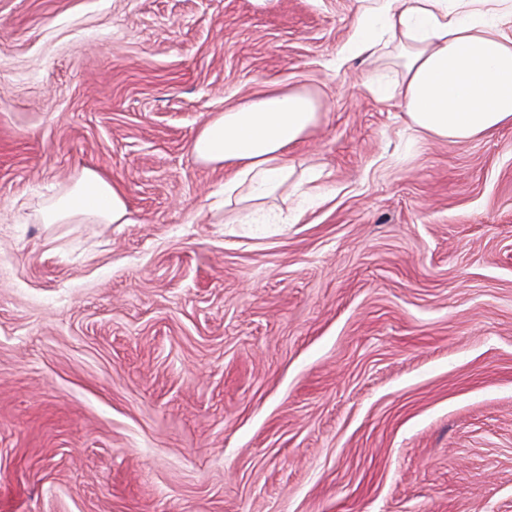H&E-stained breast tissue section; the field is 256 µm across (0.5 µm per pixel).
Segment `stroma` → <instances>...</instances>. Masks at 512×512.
<instances>
[{"label":"stroma","mask_w":512,"mask_h":512,"mask_svg":"<svg viewBox=\"0 0 512 512\" xmlns=\"http://www.w3.org/2000/svg\"><path fill=\"white\" fill-rule=\"evenodd\" d=\"M354 0H0V512H512V127L409 143ZM317 87L264 237L188 146ZM126 224H46L83 169Z\"/></svg>","instance_id":"1"}]
</instances>
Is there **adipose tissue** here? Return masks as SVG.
I'll list each match as a JSON object with an SVG mask.
<instances>
[{
  "label": "adipose tissue",
  "instance_id": "ef3b65f1",
  "mask_svg": "<svg viewBox=\"0 0 512 512\" xmlns=\"http://www.w3.org/2000/svg\"><path fill=\"white\" fill-rule=\"evenodd\" d=\"M364 58V86L394 101L414 142L460 143L512 126V0H355L351 32L336 50L337 65ZM317 89L271 88L208 119L190 144L195 159L225 169L224 221L254 234L292 224L321 198V173L297 175L290 153L319 125ZM295 196L286 213L275 199ZM124 189L94 169L46 209L48 224H125Z\"/></svg>",
  "mask_w": 512,
  "mask_h": 512
}]
</instances>
